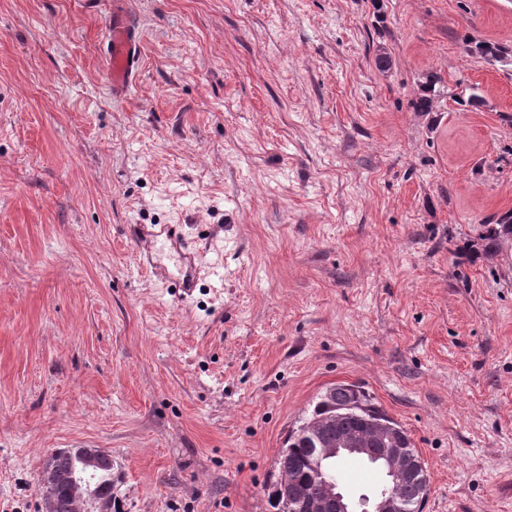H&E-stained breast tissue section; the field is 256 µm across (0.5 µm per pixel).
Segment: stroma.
<instances>
[{
  "mask_svg": "<svg viewBox=\"0 0 512 512\" xmlns=\"http://www.w3.org/2000/svg\"><path fill=\"white\" fill-rule=\"evenodd\" d=\"M472 41L512 46V0H0V512H42L62 448L111 452L112 512H278L343 383L412 439L423 512H512V247L475 249L512 212V67ZM130 224L203 249L190 300ZM107 62L106 77L115 100L127 97L129 88L139 76L140 40L138 29L128 15H112L104 43ZM442 80L440 77L430 74L422 85V95L412 102L413 108L418 112H429L432 97L440 95Z\"/></svg>",
  "mask_w": 512,
  "mask_h": 512,
  "instance_id": "obj_1",
  "label": "stroma"
}]
</instances>
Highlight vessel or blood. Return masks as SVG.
<instances>
[{
  "instance_id": "obj_1",
  "label": "vessel or blood",
  "mask_w": 512,
  "mask_h": 512,
  "mask_svg": "<svg viewBox=\"0 0 512 512\" xmlns=\"http://www.w3.org/2000/svg\"><path fill=\"white\" fill-rule=\"evenodd\" d=\"M106 77L114 99L126 98L139 76L140 40L128 15L114 13L104 43ZM129 235L141 264L162 283H174L181 299L192 297L200 275L201 250L178 224H132Z\"/></svg>"
}]
</instances>
